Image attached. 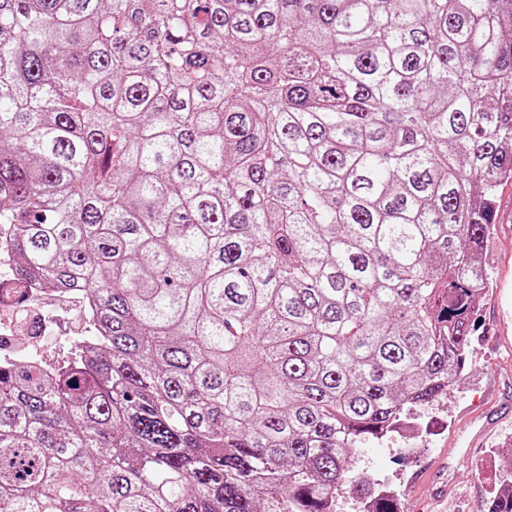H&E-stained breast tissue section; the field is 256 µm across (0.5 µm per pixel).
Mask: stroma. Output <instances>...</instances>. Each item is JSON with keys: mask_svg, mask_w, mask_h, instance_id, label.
I'll return each mask as SVG.
<instances>
[{"mask_svg": "<svg viewBox=\"0 0 512 512\" xmlns=\"http://www.w3.org/2000/svg\"><path fill=\"white\" fill-rule=\"evenodd\" d=\"M485 264L493 286L464 373L448 397L410 411L427 431L369 440L353 453L356 470L394 492L398 512H483L512 482V182L498 193ZM45 311L51 329L41 350L47 360H67L82 329L78 304L50 301Z\"/></svg>", "mask_w": 512, "mask_h": 512, "instance_id": "obj_1", "label": "stroma"}]
</instances>
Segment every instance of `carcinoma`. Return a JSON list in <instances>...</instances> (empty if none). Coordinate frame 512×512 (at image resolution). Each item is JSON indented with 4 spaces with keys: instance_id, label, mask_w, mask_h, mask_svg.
I'll return each instance as SVG.
<instances>
[{
    "instance_id": "1",
    "label": "carcinoma",
    "mask_w": 512,
    "mask_h": 512,
    "mask_svg": "<svg viewBox=\"0 0 512 512\" xmlns=\"http://www.w3.org/2000/svg\"><path fill=\"white\" fill-rule=\"evenodd\" d=\"M504 181L512 0H0V225L99 344L0 365V512L373 496L352 450L464 370Z\"/></svg>"
}]
</instances>
